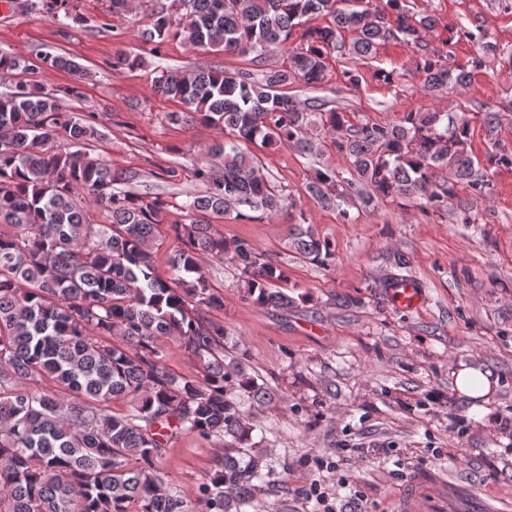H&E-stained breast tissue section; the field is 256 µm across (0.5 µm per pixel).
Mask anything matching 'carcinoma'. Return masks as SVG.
Wrapping results in <instances>:
<instances>
[{
  "label": "carcinoma",
  "mask_w": 512,
  "mask_h": 512,
  "mask_svg": "<svg viewBox=\"0 0 512 512\" xmlns=\"http://www.w3.org/2000/svg\"><path fill=\"white\" fill-rule=\"evenodd\" d=\"M72 2L30 0L20 8L39 6L65 26L82 20ZM318 18L326 24H309ZM435 26L434 16L411 13L405 0H385L381 9L362 0H153L143 52L114 56L112 71L144 65L170 37L233 54L288 51V65L275 70H157L153 93L189 108L169 113L171 122L224 134L193 170L204 190L187 194L184 221L171 226L178 246L166 279L157 273L153 240L170 202L129 189L138 173L115 174L91 155L101 138L93 122L63 110L57 91L26 79L87 72L55 46L37 48L34 63L0 52V71L15 78L0 93V223L8 226L0 233V512H188L158 469L171 434L181 430L233 444L200 485L196 512H259L256 482L269 466L245 447L252 427L236 397L263 401L270 393L239 365L224 363V322L212 316L224 300L202 260L229 256L246 298L261 307L286 311L297 303L274 255L216 230L231 215L255 212L261 220L288 208L253 147L346 154V172L327 165L307 186L321 207L345 218L356 202L366 212L385 200L450 210L458 185L482 192L466 118L434 111L409 112L395 124L355 122L353 112L284 93L296 82L321 83L333 52L373 59L389 39L417 47ZM465 36L478 41L474 68L486 66L496 46L471 31ZM416 72L434 94L471 82L470 72L434 53L420 55ZM95 210L106 222L93 220ZM287 247L317 267L334 264L332 242L304 215ZM169 339L198 359L202 378L168 370ZM117 400L130 410L112 412Z\"/></svg>",
  "instance_id": "obj_1"
}]
</instances>
